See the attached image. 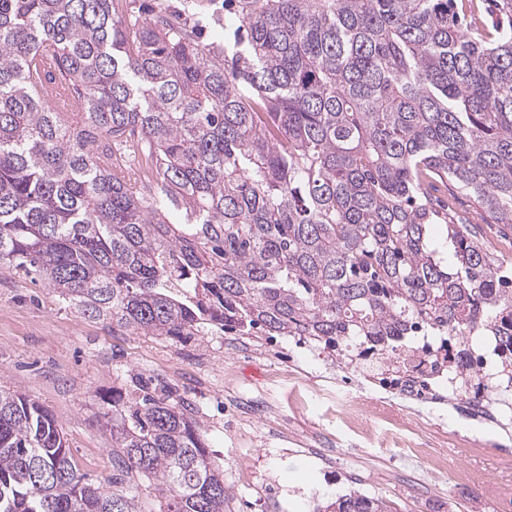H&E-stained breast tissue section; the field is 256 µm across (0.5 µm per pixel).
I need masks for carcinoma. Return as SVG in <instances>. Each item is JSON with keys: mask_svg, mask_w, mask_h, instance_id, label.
<instances>
[{"mask_svg": "<svg viewBox=\"0 0 512 512\" xmlns=\"http://www.w3.org/2000/svg\"><path fill=\"white\" fill-rule=\"evenodd\" d=\"M493 2L488 31L456 0H241L218 51L114 0H0V265L114 330L406 361L435 334L511 388L512 267L470 218L445 222L450 259L430 235L441 185L512 224V0ZM54 82L78 121L41 97ZM112 468V489L90 482L48 410L0 388V512L228 507L159 378L112 394Z\"/></svg>", "mask_w": 512, "mask_h": 512, "instance_id": "obj_1", "label": "carcinoma"}]
</instances>
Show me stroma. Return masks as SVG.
<instances>
[{
	"mask_svg": "<svg viewBox=\"0 0 512 512\" xmlns=\"http://www.w3.org/2000/svg\"><path fill=\"white\" fill-rule=\"evenodd\" d=\"M216 40L239 17L223 0H161ZM305 351L288 337L267 340L205 331L169 338L113 330L85 318L41 281L0 267V386L26 394L48 409L68 438L81 470L112 485V390L133 393L136 375L163 379L194 404L206 431L213 467L230 487V512H265L270 492L285 512H311L312 501L361 491L382 497L393 512H501L512 498V434H486L471 444L449 440L442 471L408 448L401 429L384 446L344 455L346 435L336 424V380H320L322 397L273 381L276 369L303 364ZM267 390L283 409L309 403L288 431L277 422L251 427L235 407L244 390ZM485 486L486 495L455 490L460 477Z\"/></svg>",
	"mask_w": 512,
	"mask_h": 512,
	"instance_id": "obj_1",
	"label": "stroma"
}]
</instances>
